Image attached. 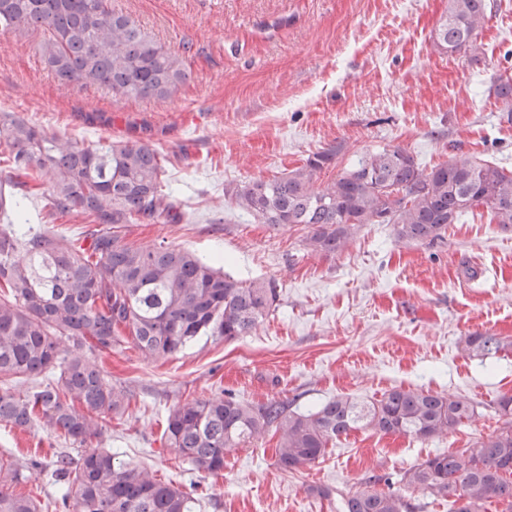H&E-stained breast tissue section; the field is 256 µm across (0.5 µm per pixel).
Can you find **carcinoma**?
Here are the masks:
<instances>
[{
    "label": "carcinoma",
    "instance_id": "cac0c4a2",
    "mask_svg": "<svg viewBox=\"0 0 512 512\" xmlns=\"http://www.w3.org/2000/svg\"><path fill=\"white\" fill-rule=\"evenodd\" d=\"M495 7L491 0H448V16L432 32L435 47L479 61L477 41ZM0 30L42 32V60L64 84L164 100L186 79L183 56L112 9V0H0ZM492 89L512 122V78L497 76ZM0 145L9 149L13 185L95 225L83 246L34 228L16 199L14 220L0 227V422L41 426L77 448L74 456L31 462L61 488L66 512H194L190 494L100 447L130 394L106 379L99 356L128 344L157 359L202 336H249L275 306L276 283L236 279L186 250L122 241L125 224L182 219L164 190L165 157L156 147L65 140L7 114L0 117ZM341 150L326 148L282 176L248 183L232 191V201L261 224L310 226L307 246L324 256L345 251L361 224H390L398 240L421 244L443 240L448 225L479 206L496 223L512 225V172L502 167L455 159L427 168L395 146L319 182ZM461 344L481 356L507 347L480 332ZM39 377L45 381L35 390L14 392L15 380ZM495 413L503 419L496 432L427 457L399 483L448 499L450 512H486L493 500L512 512V396L499 397ZM479 416L466 396L402 387L369 402L338 396L308 414L275 399L213 395L173 408L164 435L195 469L214 473L233 449L271 431L278 436L276 465L292 473L356 429L429 440ZM26 479L23 465L0 456V512H42L40 502L13 491ZM376 483L350 493L343 512H412L403 495Z\"/></svg>",
    "mask_w": 512,
    "mask_h": 512
}]
</instances>
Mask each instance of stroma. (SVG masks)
Listing matches in <instances>:
<instances>
[{"label": "stroma", "mask_w": 512, "mask_h": 512, "mask_svg": "<svg viewBox=\"0 0 512 512\" xmlns=\"http://www.w3.org/2000/svg\"><path fill=\"white\" fill-rule=\"evenodd\" d=\"M159 43L183 55L188 77L158 101L65 85L43 63L40 33L0 36V113L61 138L143 141L166 155L181 223L128 225L125 243L163 244L203 259L229 257L238 279L275 280L276 307L251 335L200 339L158 359L103 356L130 400L102 447L196 498L197 512H342L347 493L398 479L427 456L495 432L492 404L512 395V227L477 208L434 244L398 241L364 224L342 253H310V228L256 223L228 188L269 179L344 143L330 180L365 153L399 146L426 166L487 161L512 171V124L491 90L512 76V0H500L478 38L479 63L436 50L431 33L448 0H112ZM37 227L78 238L89 221L28 196ZM488 332L510 346L486 358L460 339ZM395 387L463 394L480 417L447 436L416 440L358 429L314 465H275L276 436L235 449L222 471L196 470L163 436L171 409L219 391L307 413L336 396L376 400ZM42 428L0 423V454L50 460L72 452Z\"/></svg>", "instance_id": "1"}]
</instances>
